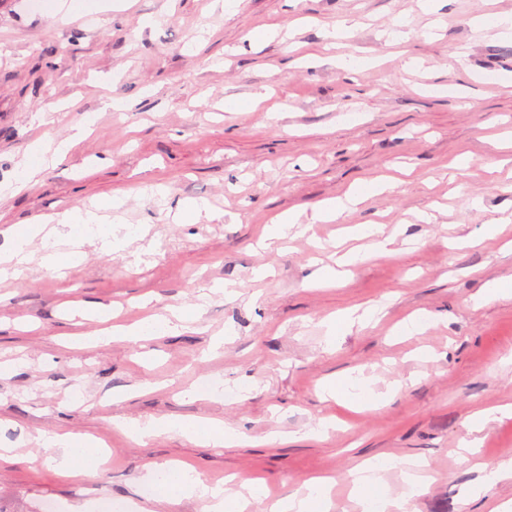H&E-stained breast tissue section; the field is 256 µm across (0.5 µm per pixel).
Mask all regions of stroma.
I'll return each instance as SVG.
<instances>
[{
  "label": "stroma",
  "mask_w": 512,
  "mask_h": 512,
  "mask_svg": "<svg viewBox=\"0 0 512 512\" xmlns=\"http://www.w3.org/2000/svg\"><path fill=\"white\" fill-rule=\"evenodd\" d=\"M57 2L0 0V182L19 180L38 141L89 131L62 163L0 197V249L10 227L105 194L123 198L112 230L130 243L86 241L83 259L59 273L42 266L36 241L23 274L0 281V363L13 364L0 378V446L13 450L0 459V512L103 499L201 512L197 498L159 501L144 483L150 464L167 461L214 485L259 478L278 497L327 476L330 512H358L362 462L419 460L429 479L410 494L411 512L512 503V474L485 477L512 458V417L468 432L475 412L512 405V299L479 300L487 284L512 279V147L498 146L512 133V43L472 25L512 16V0H122L110 11L80 0L65 22ZM347 17L357 24L335 53L351 70L310 59ZM254 95L255 108L226 106ZM461 152L467 167L450 168ZM402 167L414 178L316 225L315 240L259 246L276 214L310 219L319 202ZM189 199L208 200L213 214L178 222ZM358 224L382 225L390 253L314 286ZM488 224L499 232L485 241ZM262 265L274 275L254 280ZM225 280L237 296L212 293ZM206 291L194 329L137 344H74L98 324L62 305L69 294L128 325ZM375 303L377 321L328 338V319ZM348 375L367 383L362 411L322 396L327 380ZM211 377L234 396L183 398ZM176 417L246 438L213 448L163 432L138 443L115 428ZM322 419L336 428L308 435ZM41 431L92 437L110 463L66 482L35 440ZM469 436L477 454L467 461L459 446Z\"/></svg>",
  "instance_id": "stroma-1"
}]
</instances>
